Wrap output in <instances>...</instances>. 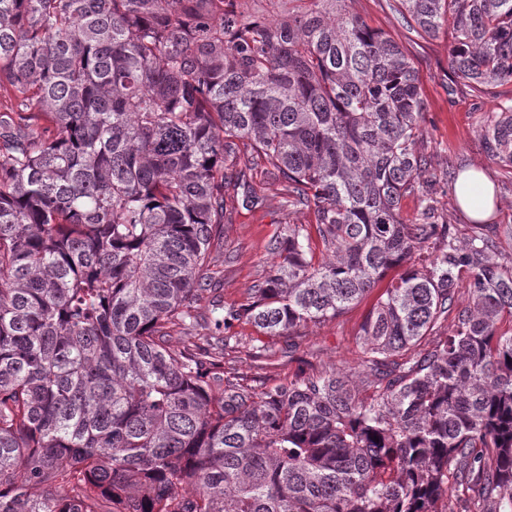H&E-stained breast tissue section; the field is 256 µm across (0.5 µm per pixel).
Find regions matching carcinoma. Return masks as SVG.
Listing matches in <instances>:
<instances>
[{"mask_svg":"<svg viewBox=\"0 0 512 512\" xmlns=\"http://www.w3.org/2000/svg\"><path fill=\"white\" fill-rule=\"evenodd\" d=\"M234 2L0 0V512H512V254L458 241L429 203L401 218L431 186L413 60L348 0L244 22ZM398 2L422 37L453 20L473 96L512 82V0ZM237 140L332 259L288 225L215 329L289 337L400 268L362 328L369 397L336 370L226 378L231 336L168 344L247 184ZM479 144L512 175V105ZM450 314L433 350L394 359Z\"/></svg>","mask_w":512,"mask_h":512,"instance_id":"carcinoma-1","label":"carcinoma"}]
</instances>
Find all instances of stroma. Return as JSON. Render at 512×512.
Listing matches in <instances>:
<instances>
[{
    "label": "stroma",
    "instance_id": "stroma-1",
    "mask_svg": "<svg viewBox=\"0 0 512 512\" xmlns=\"http://www.w3.org/2000/svg\"><path fill=\"white\" fill-rule=\"evenodd\" d=\"M349 9L393 37L415 63L427 105L420 150L430 161L431 198L440 221L454 224L459 240L472 235L473 223L456 202L448 172L482 169L495 192L491 221L501 228L496 237L498 249L512 253V237L506 233L512 227V176L490 160L478 142L480 124L488 113L504 105V98L491 93L478 99L454 83L449 65L454 31L434 39L420 37L409 29L394 0H351ZM239 163L248 169V186L228 199L223 238L212 250L209 274L216 291L204 294L197 305L196 326L185 334L174 333L173 346L201 343L211 336L214 299H221L228 308L247 303L254 285L267 277L279 260L273 243L285 226L313 221L307 210L289 206L287 183L267 173L263 166L253 165L248 149H241ZM375 300L371 294L338 318L303 324L291 341L263 337L251 324L235 323L230 333L237 337L239 346L226 350L224 372L256 387L292 380L303 371L311 374L331 369L346 371L353 380L363 381L367 368L361 326ZM258 342L272 350L271 359L252 358L251 347Z\"/></svg>",
    "mask_w": 512,
    "mask_h": 512
}]
</instances>
